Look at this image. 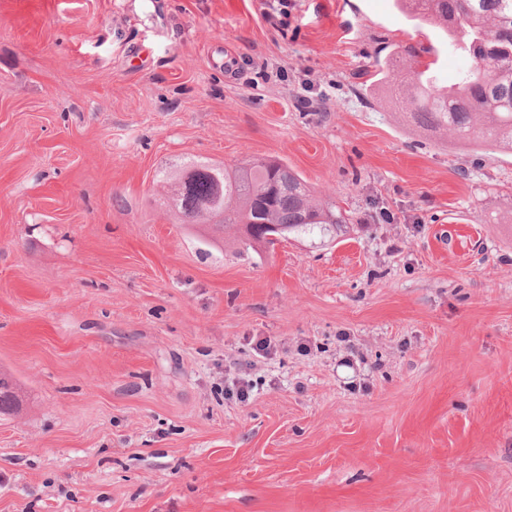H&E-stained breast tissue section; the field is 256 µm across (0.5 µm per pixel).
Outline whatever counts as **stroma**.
<instances>
[{
    "label": "stroma",
    "mask_w": 512,
    "mask_h": 512,
    "mask_svg": "<svg viewBox=\"0 0 512 512\" xmlns=\"http://www.w3.org/2000/svg\"><path fill=\"white\" fill-rule=\"evenodd\" d=\"M398 44L469 64L395 0H0V512H512V153L371 94ZM250 158L335 239L160 207Z\"/></svg>",
    "instance_id": "1"
}]
</instances>
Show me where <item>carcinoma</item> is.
Returning a JSON list of instances; mask_svg holds the SVG:
<instances>
[{
  "label": "carcinoma",
  "instance_id": "1",
  "mask_svg": "<svg viewBox=\"0 0 512 512\" xmlns=\"http://www.w3.org/2000/svg\"><path fill=\"white\" fill-rule=\"evenodd\" d=\"M421 23L443 30L448 45L470 60L457 82L441 87L430 64L434 49L400 46L375 57L374 85L388 88L403 114L433 134H445L462 148L512 151V0H397ZM170 207L180 224H206L212 233L233 232L245 249L268 241L266 227L279 235H331L346 219L336 206L317 198L288 163L245 160L232 169L191 160L160 173Z\"/></svg>",
  "mask_w": 512,
  "mask_h": 512
}]
</instances>
